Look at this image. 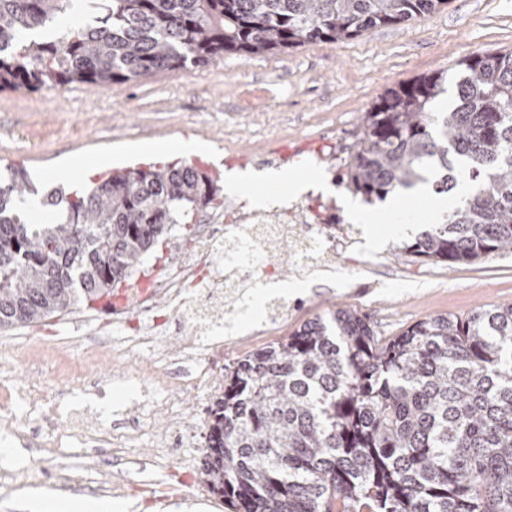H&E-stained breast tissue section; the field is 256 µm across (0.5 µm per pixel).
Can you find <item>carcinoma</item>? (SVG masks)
I'll return each mask as SVG.
<instances>
[{"label": "carcinoma", "instance_id": "1", "mask_svg": "<svg viewBox=\"0 0 512 512\" xmlns=\"http://www.w3.org/2000/svg\"><path fill=\"white\" fill-rule=\"evenodd\" d=\"M75 0H0V91L109 85L274 54L408 23L447 0H87L95 25L36 40ZM399 84L366 113L347 165L365 200L432 182L462 205L405 253L450 266L512 252V53ZM34 191L0 183V330L40 323L112 290L175 224L219 198L192 164L134 167L92 190L50 192L60 215L32 224ZM201 480L231 512H512V303L430 317L387 342L352 309L303 325L224 369Z\"/></svg>", "mask_w": 512, "mask_h": 512}]
</instances>
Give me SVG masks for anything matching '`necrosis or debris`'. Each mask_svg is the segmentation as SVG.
<instances>
[{"instance_id":"4bbe7bcc","label":"necrosis or debris","mask_w":512,"mask_h":512,"mask_svg":"<svg viewBox=\"0 0 512 512\" xmlns=\"http://www.w3.org/2000/svg\"><path fill=\"white\" fill-rule=\"evenodd\" d=\"M353 240L349 228L337 224L335 213L302 199L252 210L220 200L198 215L192 239L173 236L165 246L164 263L152 270L151 287L137 289L136 317H129L118 303L110 310L111 326L156 356L155 377L142 389L147 403H157V389L171 384L222 397V390L209 385L214 355L206 350L210 325L201 313L214 310L228 318L235 316L239 306L228 302L227 286L234 280L255 284L273 276L275 268L264 262V254L277 247L288 249L298 254L300 270L308 271L327 266ZM161 293L168 297L173 316L158 315L155 299ZM168 336L182 338L187 357L195 362L194 373L173 374V361L161 347Z\"/></svg>"}]
</instances>
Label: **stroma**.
Instances as JSON below:
<instances>
[{
  "mask_svg": "<svg viewBox=\"0 0 512 512\" xmlns=\"http://www.w3.org/2000/svg\"><path fill=\"white\" fill-rule=\"evenodd\" d=\"M475 51L512 53V0H451L436 14L406 25L382 26L347 42H320L283 54L232 53L208 67L187 66L129 84H84L36 92L0 91V179L25 170L40 194L75 190L71 164H93L84 188L113 169L179 159L214 177L231 169L263 170L272 154L289 153L279 171L313 168L328 191H309L314 203L344 205L352 192L342 173L356 148L360 120L386 92L422 75L455 74ZM196 140L206 152L179 155L172 144ZM414 237L394 233L371 247L358 232L351 253L330 268L282 282L299 306L287 322L263 319L221 333L225 366L265 349L307 320L352 308L389 339L429 316L464 315L512 302V253L453 267L421 264L403 251ZM108 311L77 306L30 328L0 331V512H15L26 495L66 500L60 478L81 479L79 496L117 512H149L138 490L146 479L177 475L157 458L154 433L185 427L167 405L143 411L141 388L151 381V350L127 347L123 337L96 331ZM84 413L73 432L70 410ZM141 418L145 433L133 465L112 466V438ZM21 419L35 435L17 440L7 422Z\"/></svg>",
  "mask_w": 512,
  "mask_h": 512,
  "instance_id": "1",
  "label": "stroma"
}]
</instances>
